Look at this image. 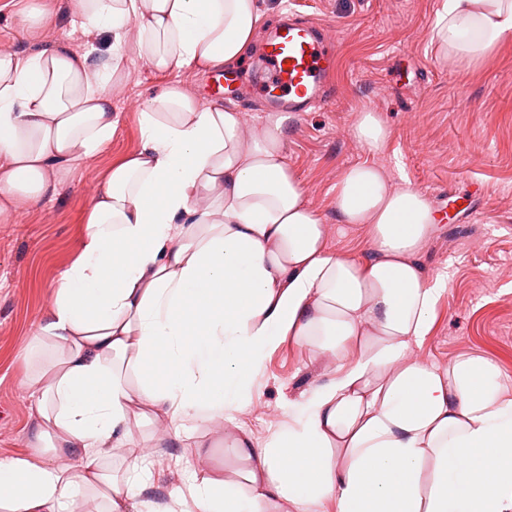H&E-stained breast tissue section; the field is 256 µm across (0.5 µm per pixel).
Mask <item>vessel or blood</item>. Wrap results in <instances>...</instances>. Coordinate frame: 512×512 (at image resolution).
Returning a JSON list of instances; mask_svg holds the SVG:
<instances>
[{"instance_id": "obj_1", "label": "vessel or blood", "mask_w": 512, "mask_h": 512, "mask_svg": "<svg viewBox=\"0 0 512 512\" xmlns=\"http://www.w3.org/2000/svg\"><path fill=\"white\" fill-rule=\"evenodd\" d=\"M331 31L288 20L274 25L262 42L263 111L296 116L329 97L336 66Z\"/></svg>"}]
</instances>
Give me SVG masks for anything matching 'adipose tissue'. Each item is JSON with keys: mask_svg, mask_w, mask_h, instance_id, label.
I'll return each mask as SVG.
<instances>
[{"mask_svg": "<svg viewBox=\"0 0 512 512\" xmlns=\"http://www.w3.org/2000/svg\"><path fill=\"white\" fill-rule=\"evenodd\" d=\"M105 50L0 52V223L51 201L72 165L112 138L109 91L128 37L161 72L241 61L256 0H72ZM433 40L451 67L512 40V0H445ZM287 117L243 113L178 85L146 102L139 149L112 165L26 351L20 388L32 455L0 458V512H512V394L496 366L415 359L444 277L419 260L435 211L411 182L358 164L335 186L331 229L284 154ZM331 362L265 447L224 433L235 468L210 465L224 411L287 341ZM196 456L159 507L141 497L151 449Z\"/></svg>", "mask_w": 512, "mask_h": 512, "instance_id": "adipose-tissue-1", "label": "adipose tissue"}]
</instances>
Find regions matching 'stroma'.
<instances>
[{
    "label": "stroma",
    "mask_w": 512,
    "mask_h": 512,
    "mask_svg": "<svg viewBox=\"0 0 512 512\" xmlns=\"http://www.w3.org/2000/svg\"><path fill=\"white\" fill-rule=\"evenodd\" d=\"M443 6L444 0H261L264 26L255 35L263 37L265 26L291 12L336 34L334 96L300 113L284 139L288 165L308 204L331 226L329 251L359 257L370 245L366 229L337 220L334 187L346 167L375 164L392 183L410 181L438 214L420 253L424 272L447 281L432 328L413 355L441 367L482 357L511 386L512 43L483 65L449 67L432 40ZM70 18L60 0L34 38L10 0H0V51L29 54L63 40L82 50L104 47V36L91 28L73 30ZM174 83L206 101L202 71L161 74L145 58L127 55L110 94L116 115L111 141L73 164L54 201L32 208L25 222L0 223V457L25 453L35 426L19 388L33 325L73 256L110 167L140 145V105ZM363 110L380 113L392 130L380 153H370L353 136ZM314 375L306 348L285 343L267 358L251 405L233 412L228 429H242L263 447L286 421L289 401ZM189 465L180 449H155L154 479L144 498L168 504Z\"/></svg>",
    "instance_id": "obj_1"
}]
</instances>
